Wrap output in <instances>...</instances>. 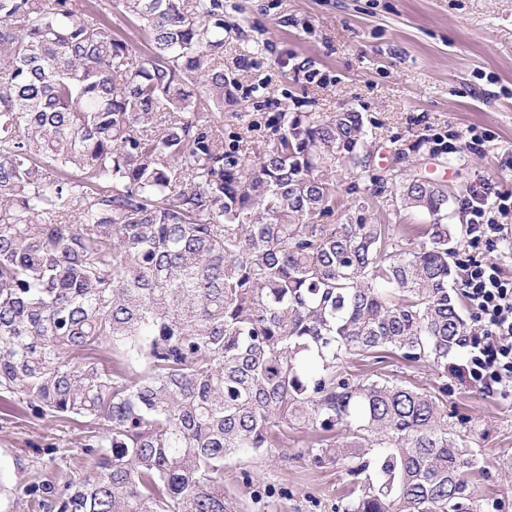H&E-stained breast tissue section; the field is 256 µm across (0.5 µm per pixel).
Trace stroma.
Segmentation results:
<instances>
[{"label": "stroma", "mask_w": 512, "mask_h": 512, "mask_svg": "<svg viewBox=\"0 0 512 512\" xmlns=\"http://www.w3.org/2000/svg\"><path fill=\"white\" fill-rule=\"evenodd\" d=\"M224 143L254 161L274 139L278 112L363 114L373 133V180L337 176L338 196L365 199L375 221L422 224L395 186L410 168L448 185V223L464 225V199L484 180L512 189V0H223ZM486 142L469 147V132ZM457 135L456 152L443 144ZM347 373L448 389V423L481 449L474 486L484 512H512V387L479 390L430 365L395 357L348 360ZM81 424L27 415L0 397V512H28L25 485L49 464L47 449L75 447ZM304 429L288 445L224 463V491L242 512H335L349 477L314 466ZM270 488L255 497L244 479Z\"/></svg>", "instance_id": "35a3bbf8"}]
</instances>
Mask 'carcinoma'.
<instances>
[{
  "mask_svg": "<svg viewBox=\"0 0 512 512\" xmlns=\"http://www.w3.org/2000/svg\"><path fill=\"white\" fill-rule=\"evenodd\" d=\"M0 0V394L86 428L83 475L29 512H239L224 461L315 436L352 488L336 512H482L481 450L434 392L344 363L389 351L448 376L466 324L448 186L415 172L378 224L337 199L365 171L360 112H278L253 165L224 148L223 0ZM107 341V365L93 351ZM112 0V8L108 5L103 6L109 10H104V13L108 16L112 23V29L115 34L124 39L132 50L133 57L139 58L146 55L149 52V44L145 39L141 31L132 25L122 12L121 7H117V3Z\"/></svg>",
  "mask_w": 512,
  "mask_h": 512,
  "instance_id": "1",
  "label": "carcinoma"
}]
</instances>
